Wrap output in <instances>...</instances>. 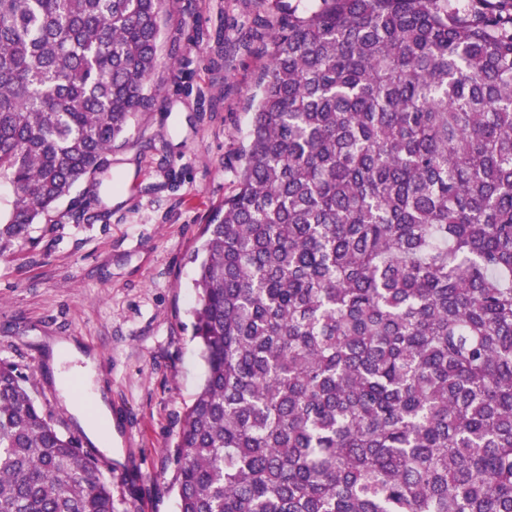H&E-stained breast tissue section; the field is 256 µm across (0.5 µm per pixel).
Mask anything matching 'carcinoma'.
Returning <instances> with one entry per match:
<instances>
[{
	"mask_svg": "<svg viewBox=\"0 0 512 512\" xmlns=\"http://www.w3.org/2000/svg\"><path fill=\"white\" fill-rule=\"evenodd\" d=\"M304 0L206 225L180 512H512V0ZM162 0H0V256L146 108ZM0 362V512H117Z\"/></svg>",
	"mask_w": 512,
	"mask_h": 512,
	"instance_id": "carcinoma-1",
	"label": "carcinoma"
}]
</instances>
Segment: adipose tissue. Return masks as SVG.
I'll use <instances>...</instances> for the list:
<instances>
[{
	"label": "adipose tissue",
	"instance_id": "adipose-tissue-1",
	"mask_svg": "<svg viewBox=\"0 0 512 512\" xmlns=\"http://www.w3.org/2000/svg\"><path fill=\"white\" fill-rule=\"evenodd\" d=\"M78 362L77 372L65 371L66 362ZM53 368L58 388L69 409L79 417L85 433L99 448L111 451L120 439L107 403V390L98 378L96 358L83 354L73 344L56 342L53 346Z\"/></svg>",
	"mask_w": 512,
	"mask_h": 512
}]
</instances>
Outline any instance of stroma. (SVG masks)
I'll list each match as a JSON object with an SVG mask.
<instances>
[{
  "mask_svg": "<svg viewBox=\"0 0 512 512\" xmlns=\"http://www.w3.org/2000/svg\"><path fill=\"white\" fill-rule=\"evenodd\" d=\"M299 0H164L151 101L104 167L0 259V361L19 365L61 432L80 433L51 345L92 351L123 430L118 456L83 448L118 512H179L175 438L204 375L192 261L234 188L278 20Z\"/></svg>",
  "mask_w": 512,
  "mask_h": 512,
  "instance_id": "stroma-1",
  "label": "stroma"
}]
</instances>
